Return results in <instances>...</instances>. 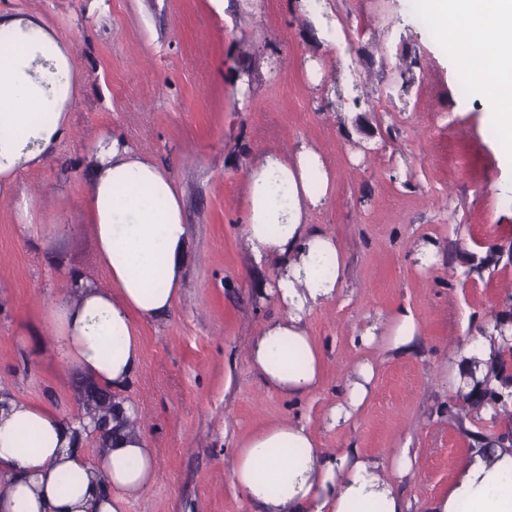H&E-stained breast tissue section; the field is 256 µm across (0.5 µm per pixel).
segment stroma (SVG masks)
I'll return each mask as SVG.
<instances>
[{"label": "stroma", "mask_w": 512, "mask_h": 512, "mask_svg": "<svg viewBox=\"0 0 512 512\" xmlns=\"http://www.w3.org/2000/svg\"><path fill=\"white\" fill-rule=\"evenodd\" d=\"M420 0H321L312 13L290 0H0V13L39 19L60 37L77 90L72 137L0 197V397L26 399L71 420L88 378L63 366L47 334L46 308L73 268L100 287L90 232L44 241L17 220L81 224L88 145L123 134L177 181L190 253L181 296L167 315L141 323L143 357L124 392L144 417L157 477L126 512H258L232 482L235 445L288 417L308 421L320 447L358 448L391 464L409 512L447 490L475 434L495 439L512 419L455 411L451 344L512 317V172L501 168L484 107L461 85L452 52L421 25ZM344 57V66L334 65ZM323 64L314 84L306 63ZM247 79L246 102L236 82ZM323 149L330 200L312 212L341 243L348 276L334 301L307 317L324 372L295 401L268 389L245 355L276 307L261 293L268 267L243 247L244 200L255 152L300 144ZM437 246L419 269L411 247ZM411 309L416 348L382 337ZM377 325L378 340L354 336ZM374 376L366 402L332 424L342 380L362 362Z\"/></svg>", "instance_id": "obj_1"}]
</instances>
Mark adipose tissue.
Segmentation results:
<instances>
[{
	"label": "adipose tissue",
	"instance_id": "obj_1",
	"mask_svg": "<svg viewBox=\"0 0 512 512\" xmlns=\"http://www.w3.org/2000/svg\"><path fill=\"white\" fill-rule=\"evenodd\" d=\"M437 34L453 49L455 70L480 99L503 138L512 168V0H424ZM75 94L63 43L39 21L0 16V194L15 177L43 164L68 137ZM93 171L83 205L95 261L107 285L72 272L71 294L48 314L61 362L116 394L112 441L90 467L68 423L52 409L21 399L0 409V512H125L129 495L156 478L153 452L135 424L136 409L120 394L142 360L139 324L174 307L188 257L181 196L173 178L120 134L91 145ZM320 152L303 144L291 158H256L246 187L244 247L272 267L266 287L280 317L268 320L248 347L269 388L301 398L317 387L322 355L306 327L315 308L335 299L347 263L336 239L309 222L331 194ZM512 350V320L448 355V385L472 413L490 419L505 392L500 355ZM75 475L69 488L61 477ZM232 480L262 512H408L380 462L356 449L328 452L307 422L275 423L239 443ZM427 512H512V442L475 445L448 491Z\"/></svg>",
	"mask_w": 512,
	"mask_h": 512
}]
</instances>
